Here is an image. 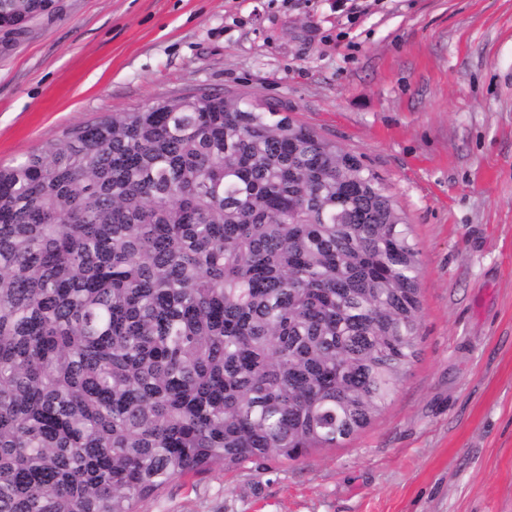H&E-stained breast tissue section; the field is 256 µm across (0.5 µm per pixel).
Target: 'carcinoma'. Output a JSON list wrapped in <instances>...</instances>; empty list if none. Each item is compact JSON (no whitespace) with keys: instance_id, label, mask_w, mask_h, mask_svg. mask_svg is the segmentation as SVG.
I'll return each mask as SVG.
<instances>
[{"instance_id":"carcinoma-1","label":"carcinoma","mask_w":512,"mask_h":512,"mask_svg":"<svg viewBox=\"0 0 512 512\" xmlns=\"http://www.w3.org/2000/svg\"><path fill=\"white\" fill-rule=\"evenodd\" d=\"M50 0H0V26ZM419 251L361 159L201 91L0 167V512H138L336 448L417 357Z\"/></svg>"}]
</instances>
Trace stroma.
I'll return each mask as SVG.
<instances>
[{"instance_id":"stroma-1","label":"stroma","mask_w":512,"mask_h":512,"mask_svg":"<svg viewBox=\"0 0 512 512\" xmlns=\"http://www.w3.org/2000/svg\"><path fill=\"white\" fill-rule=\"evenodd\" d=\"M200 91L379 174L420 252L417 356L342 446L177 478L139 512H512V0H58L0 35V164Z\"/></svg>"}]
</instances>
